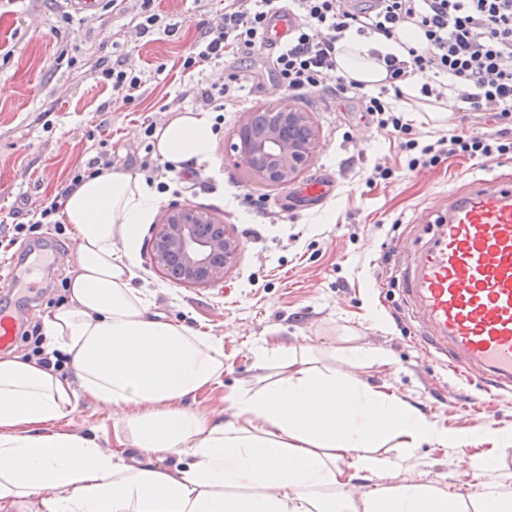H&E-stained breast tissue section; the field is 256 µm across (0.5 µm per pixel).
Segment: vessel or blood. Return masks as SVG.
Wrapping results in <instances>:
<instances>
[{
    "label": "vessel or blood",
    "mask_w": 512,
    "mask_h": 512,
    "mask_svg": "<svg viewBox=\"0 0 512 512\" xmlns=\"http://www.w3.org/2000/svg\"><path fill=\"white\" fill-rule=\"evenodd\" d=\"M293 18L275 13L266 41L284 45ZM424 341L485 389L512 391V183L475 180L453 194L408 290Z\"/></svg>",
    "instance_id": "b4317fda"
}]
</instances>
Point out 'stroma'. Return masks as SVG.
<instances>
[{
  "mask_svg": "<svg viewBox=\"0 0 512 512\" xmlns=\"http://www.w3.org/2000/svg\"><path fill=\"white\" fill-rule=\"evenodd\" d=\"M216 0H155V9L176 26L170 35L140 34L138 0L84 17L65 0H0V307L20 309L28 325L42 323L57 306L75 268L71 235L53 226L39 235L63 252L43 294L9 289L7 278L21 265L26 237L14 225L58 193L71 168L100 152L113 171L138 176L135 165L150 138L146 123L162 126L205 104L182 98L189 82L227 81L225 64L184 71L202 22L212 19ZM128 63L142 75L131 103L99 79L102 69ZM266 68L242 82L238 111L215 116L218 148L212 165L198 169L195 186L161 192L163 205L179 203L223 214L241 241L235 266L223 282L187 288L159 277L149 257L151 224L140 225L131 270L134 286L146 289L169 319L212 332L224 341V385L193 401V409L224 411V391L251 386L252 345L272 338L320 350L340 347L346 337L381 353L358 368L368 385L396 392L449 431L466 433L464 452L426 443L401 466L363 475L359 485H396L406 479L449 491L471 486L469 456L499 453L502 489L512 496V451L498 436L512 432V394L486 393L463 368L449 369L447 356L431 351L406 292L418 251L431 239L434 220L449 194L466 191L479 178L512 176V158L440 157L409 169L404 142L433 143L439 134L429 117L409 121L406 133L382 130L355 103L332 100L323 90L306 92L301 108L312 112L321 142L298 183L284 188L246 185L233 145L242 113L277 101ZM336 176L325 201L299 197L303 182ZM111 412L90 398L64 420L65 428L114 445Z\"/></svg>",
  "mask_w": 512,
  "mask_h": 512,
  "instance_id": "stroma-1",
  "label": "stroma"
}]
</instances>
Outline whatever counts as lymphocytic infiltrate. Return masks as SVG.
Listing matches in <instances>:
<instances>
[{
  "mask_svg": "<svg viewBox=\"0 0 512 512\" xmlns=\"http://www.w3.org/2000/svg\"><path fill=\"white\" fill-rule=\"evenodd\" d=\"M278 0H224L216 23L207 24L187 56L184 69L201 63L236 65L241 56H259ZM295 25L286 48L271 58L276 82L289 96L323 88L332 98L358 103L380 129H406L389 101L401 83H419L424 97L467 105L476 112L512 115V0H288ZM415 26L424 44L407 49L406 59L388 55V85L378 93L339 74L336 44L346 31L394 36ZM512 153L504 131L463 136L448 133L421 156L464 155L498 158Z\"/></svg>",
  "mask_w": 512,
  "mask_h": 512,
  "instance_id": "f902f5d3",
  "label": "lymphocytic infiltrate"
}]
</instances>
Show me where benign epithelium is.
<instances>
[{
    "label": "benign epithelium",
    "mask_w": 512,
    "mask_h": 512,
    "mask_svg": "<svg viewBox=\"0 0 512 512\" xmlns=\"http://www.w3.org/2000/svg\"><path fill=\"white\" fill-rule=\"evenodd\" d=\"M320 139L311 113L270 103L242 114L239 143L234 145L237 165L249 184L286 187L309 165ZM149 245L152 267L159 276L200 287L224 281L241 243L222 214L172 205L153 225Z\"/></svg>",
    "instance_id": "1"
}]
</instances>
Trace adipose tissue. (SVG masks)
<instances>
[{
  "label": "adipose tissue",
  "instance_id": "adipose-tissue-1",
  "mask_svg": "<svg viewBox=\"0 0 512 512\" xmlns=\"http://www.w3.org/2000/svg\"><path fill=\"white\" fill-rule=\"evenodd\" d=\"M416 28L387 38L347 31L336 45L339 73L376 90L379 58L405 56ZM213 115L185 112L156 129L155 153L178 169L213 160ZM161 199L144 180L105 172L65 198L60 218L76 240L70 301L45 318L37 358L0 355V512H512L498 457L473 458L474 492L454 494L411 480L356 492V474H377L422 444L462 448L419 410L371 388L353 368L375 360L359 345L339 364H315L297 350L262 341L254 367L281 376L224 393L226 416L188 403L224 383V347L206 332L168 320L132 284L129 248ZM120 411L116 449L64 429L82 399ZM389 446L396 458L379 456ZM185 457L180 468L166 456Z\"/></svg>",
  "mask_w": 512,
  "mask_h": 512
}]
</instances>
